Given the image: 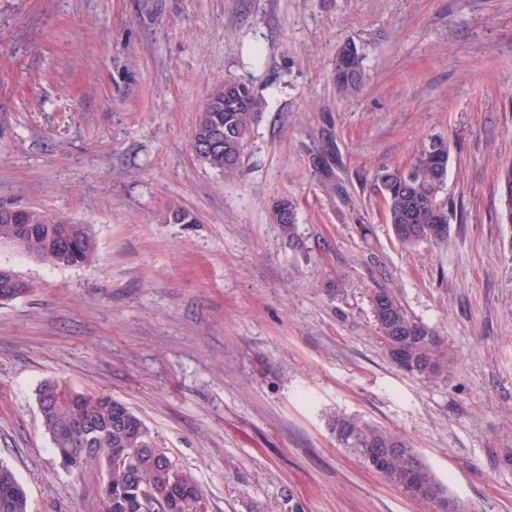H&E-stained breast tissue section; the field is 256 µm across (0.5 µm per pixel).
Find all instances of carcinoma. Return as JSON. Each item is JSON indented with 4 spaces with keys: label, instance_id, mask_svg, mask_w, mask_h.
Returning a JSON list of instances; mask_svg holds the SVG:
<instances>
[{
    "label": "carcinoma",
    "instance_id": "obj_1",
    "mask_svg": "<svg viewBox=\"0 0 512 512\" xmlns=\"http://www.w3.org/2000/svg\"><path fill=\"white\" fill-rule=\"evenodd\" d=\"M363 53L354 43L343 45L333 62V80L341 96L360 90L366 74ZM265 108L263 98L252 87L236 79L216 84L199 110L194 134L216 137L219 147L205 152L201 162L211 169L235 177L241 171L244 147L252 126ZM433 150L418 151L404 168H384L376 180L387 189L395 188L388 200L385 219L398 234L397 241L408 248L426 242L437 244L442 238H426L425 230L434 224L448 223V211L440 202L448 172L450 143L434 137ZM319 172L332 174L335 151L327 144L317 151ZM272 224L293 232L297 224L294 201L283 198L269 212ZM21 243V250L58 267L81 266L89 262L96 241L88 224L29 207L12 217L0 215V243ZM30 285L22 278L0 276V295L15 298L28 293ZM371 307L377 339L391 360L404 372L427 380L448 376L455 363L447 342L433 330L411 317L398 299L386 290L373 294ZM41 420L49 435L53 453L72 449L73 472L82 473L99 464L110 450L136 448L135 466L114 468L110 475L112 498L102 501V512H209L208 502L191 475L171 468L167 453L157 452L161 444L154 434L139 436L115 419L116 399L104 392H85L60 380L43 383L37 394ZM94 425L97 432L89 442L71 433L75 423ZM332 432L345 448L363 460L385 456L378 474L406 496L423 501L432 512H448L451 498L434 478L416 449L401 436L382 430L354 417L335 416ZM0 512H27L24 487L8 467L0 464Z\"/></svg>",
    "mask_w": 512,
    "mask_h": 512
}]
</instances>
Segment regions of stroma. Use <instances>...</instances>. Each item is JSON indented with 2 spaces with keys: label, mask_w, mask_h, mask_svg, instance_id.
<instances>
[{
  "label": "stroma",
  "mask_w": 512,
  "mask_h": 512,
  "mask_svg": "<svg viewBox=\"0 0 512 512\" xmlns=\"http://www.w3.org/2000/svg\"><path fill=\"white\" fill-rule=\"evenodd\" d=\"M350 41L367 78L341 97ZM225 78L266 102L233 178L192 150ZM436 135L448 236L407 249L374 175ZM329 139L326 179L311 154ZM509 164L512 0H0V204L97 242L75 267L0 245L33 286L0 304V462L27 512L99 506L101 468L68 473L52 451L48 380L130 406L210 512H430L338 444L337 413L409 441L465 512H512ZM285 197L290 234L268 217ZM384 289L447 340L448 377L388 358ZM363 53L355 43L343 45L333 62V80L340 96H349L360 90L366 74Z\"/></svg>",
  "instance_id": "35a3bbf8"
}]
</instances>
